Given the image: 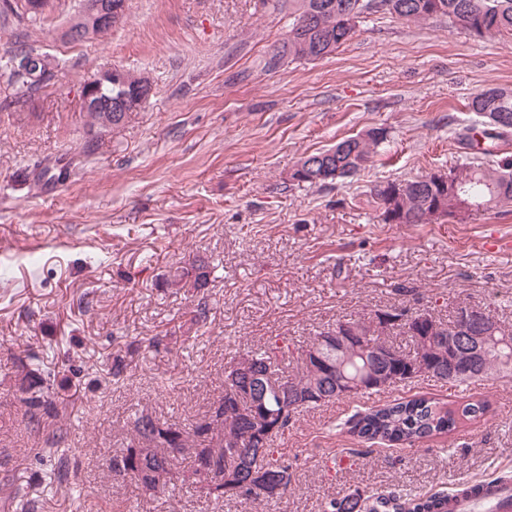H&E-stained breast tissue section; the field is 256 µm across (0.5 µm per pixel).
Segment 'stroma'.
Segmentation results:
<instances>
[{"label":"stroma","instance_id":"35a3bbf8","mask_svg":"<svg viewBox=\"0 0 512 512\" xmlns=\"http://www.w3.org/2000/svg\"><path fill=\"white\" fill-rule=\"evenodd\" d=\"M51 2L35 22L0 12V478L40 512H324L355 494L397 512L512 478L507 378L474 383L490 412L446 437L408 447L350 433L371 407L447 400V383L428 375L297 413L274 442L291 483L273 503L187 486L153 497L110 467L136 417L190 426L223 394L226 362L269 340L289 346L288 377L317 332L379 310L445 321L459 304L488 305L512 325V212L386 224L370 196L380 181L512 156V135L467 149L454 139L475 119L476 93L512 87V36L370 12L328 58L268 71L294 20L287 0H128L122 25L82 43L63 37L82 0ZM23 43L55 68L20 100L6 61ZM105 67L148 72L154 89L123 127L91 135L80 88ZM371 128L386 139L364 171L321 188L290 181L302 156ZM58 158L74 159L70 177L40 179ZM198 260L212 268L206 292L164 285ZM29 352L72 365L54 382L60 417L37 429L15 395V358ZM119 355L128 366L116 377ZM57 434L53 456L39 457Z\"/></svg>","mask_w":512,"mask_h":512}]
</instances>
